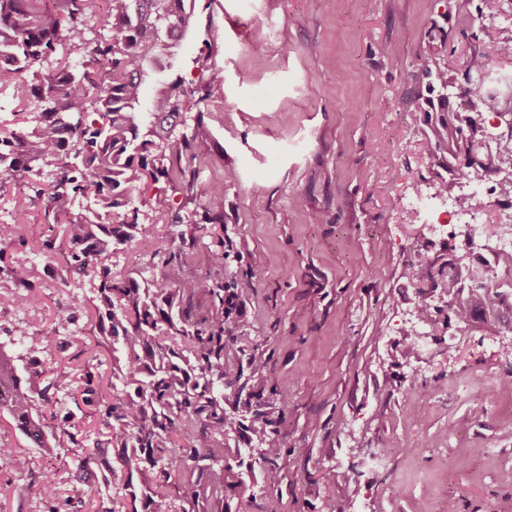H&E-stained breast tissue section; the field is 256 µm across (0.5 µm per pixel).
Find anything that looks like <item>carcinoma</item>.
<instances>
[{
  "mask_svg": "<svg viewBox=\"0 0 512 512\" xmlns=\"http://www.w3.org/2000/svg\"><path fill=\"white\" fill-rule=\"evenodd\" d=\"M94 0H54L52 11L42 0H0V86L12 87L19 103H42V109L0 134V190L23 177H41L37 163L54 165L42 200L40 235L53 249L56 228L70 244L65 259L73 273H93L98 281L93 308L101 334L119 346L125 357L112 362L127 392L108 413L119 422L113 434L121 443L120 467L112 484L126 485L135 471L156 473L164 482L145 481L141 492L129 491L142 509L131 512H170L165 481L176 469L194 468L200 461L224 462V432L237 421L224 416V404L214 384L224 382V282L189 279L176 288H142L128 276L112 274V255L126 249L135 230L149 218L171 212L168 190L195 177L202 159L194 146L208 138L202 113L189 119L191 101L210 96L223 83L217 68L207 71L201 87L178 76L164 81L148 107H143L148 69L171 65L190 33L197 0H109L105 32L86 38ZM512 57V36L491 38L470 52L464 73L436 56L424 60L429 78L430 107L439 115L427 133L432 168L448 172L442 190L461 179L512 170V149L486 160L477 159L489 139L482 113L474 103L486 99L482 85L486 70L501 58ZM47 63L42 70L33 65ZM154 193H149L150 188ZM141 193V198L134 196ZM224 220V185L207 189V208L173 216L186 225L184 233L198 237L206 224ZM448 267L436 287L446 289L448 310L459 324L483 319L482 288L461 286L464 277L481 280L485 271ZM198 294L211 297L215 315L193 321L182 300ZM59 372L47 387L36 390L23 383L12 360L0 352V409L15 422H35L34 396L48 399L50 388L67 382ZM204 418L209 432L193 448L177 450L176 424L184 416ZM257 454L268 463L280 455V444L261 438ZM179 512H198L201 492L196 481L176 485Z\"/></svg>",
  "mask_w": 512,
  "mask_h": 512,
  "instance_id": "carcinoma-1",
  "label": "carcinoma"
}]
</instances>
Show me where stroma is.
<instances>
[{
	"label": "stroma",
	"instance_id": "1",
	"mask_svg": "<svg viewBox=\"0 0 512 512\" xmlns=\"http://www.w3.org/2000/svg\"><path fill=\"white\" fill-rule=\"evenodd\" d=\"M501 0H213L164 77L224 74L200 108L209 130L191 186L173 194L206 206L224 183V221L193 239L162 220L139 225L112 271L142 286L223 278L239 330L225 359L234 384L224 412L242 420L225 434L223 512H512V319L448 322V298L430 287L447 250L431 240L405 196L432 185L425 57L463 63L497 34ZM41 202L28 179L0 190V223H27L25 240L0 242V292L30 304L0 315V352L32 385L48 430L73 443L45 453L28 446L0 410V443L22 449L17 469L0 458V512H131L112 486L119 445L104 407L76 406L85 388L112 378V351L89 301L96 279L38 246ZM180 253L168 264L167 253ZM431 307L428 352L413 356L406 312ZM29 325L41 342L15 335ZM68 384L52 387L57 371ZM279 439L277 465L249 454L253 429ZM387 452L384 470L366 457ZM101 486L87 502L76 474ZM54 483L47 501L39 487Z\"/></svg>",
	"mask_w": 512,
	"mask_h": 512
}]
</instances>
